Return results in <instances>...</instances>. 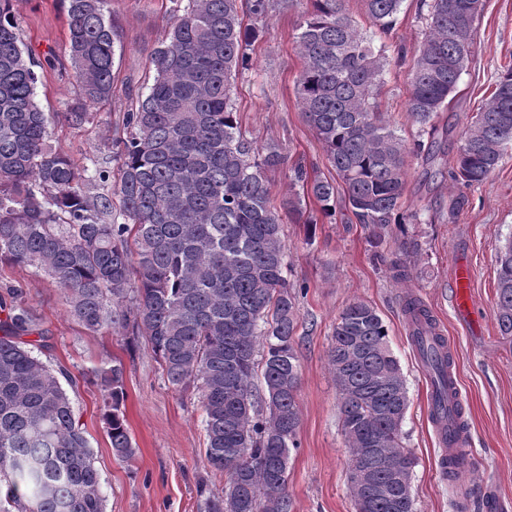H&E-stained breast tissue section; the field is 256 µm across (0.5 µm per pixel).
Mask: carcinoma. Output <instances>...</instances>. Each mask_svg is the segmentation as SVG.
<instances>
[{"label":"carcinoma","instance_id":"1","mask_svg":"<svg viewBox=\"0 0 512 512\" xmlns=\"http://www.w3.org/2000/svg\"><path fill=\"white\" fill-rule=\"evenodd\" d=\"M12 0H0V263L51 276L69 312L87 329L132 324L175 389L197 386L205 457L224 475V495L209 512H291L288 462L298 447L296 395L299 319L286 276L282 218L266 173L287 162L280 148L241 131L232 82L250 69L251 51L276 5L291 0H170L174 25L151 57L152 83L125 114L115 143L118 179L97 163L77 167L52 150L49 118L36 102L35 62L22 48ZM76 101L65 117L112 98L121 32L108 0H66ZM381 33L403 0H362ZM423 40L413 53L407 106L428 134L448 105L468 53L457 31L470 0H420ZM295 49L302 69L295 93L303 118L345 185L344 201L375 241L414 215L401 208L408 155L433 158L424 141L408 144L375 106L390 64L347 9V0H309ZM250 22L244 23V17ZM512 143V69L462 133L452 178L483 182ZM293 184L325 217L336 215V185ZM497 320L512 336V240L498 258ZM0 297V512H104L101 477L75 406L34 350L48 336L17 289ZM402 311L433 386L435 410L448 405L449 357L437 345L429 311L408 296ZM328 362L341 395L348 464L367 472L350 481L356 512H414L415 458L403 445L406 379L383 319L356 300L339 314ZM262 374L264 391L254 384ZM102 420L113 454L134 448L121 406L123 369L95 370ZM267 402L258 413L259 399Z\"/></svg>","mask_w":512,"mask_h":512}]
</instances>
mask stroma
<instances>
[{"instance_id":"stroma-1","label":"stroma","mask_w":512,"mask_h":512,"mask_svg":"<svg viewBox=\"0 0 512 512\" xmlns=\"http://www.w3.org/2000/svg\"><path fill=\"white\" fill-rule=\"evenodd\" d=\"M20 38L38 62L36 100L50 118V143L76 165L97 161L116 171L112 142L125 136L124 114L150 74V56L168 38L173 20L169 0H109L121 30L110 101L94 106V118L77 127L64 118L74 98L71 77L59 64L69 61L68 22L61 0H12ZM418 0H404L394 29L376 33L361 0L347 8L376 43L414 48L423 37ZM306 0H293L267 22L253 51V67L232 86L242 130L257 144H277L286 167L269 172L274 203L295 197L289 165L302 163L310 174L336 181L315 132L304 121L294 94L302 62L294 34ZM512 68V0H483L474 24L473 45L447 109L438 113L432 138L435 163L408 156L403 210L417 219L391 228L380 247L344 205L332 218H319L315 233L303 222L284 218L281 237L288 252V281L299 289L297 449L288 465L291 512H355L349 489L347 448L339 422L340 394L328 364L333 329L350 302L371 304L389 330L409 397L402 425L404 444L416 458L412 495L416 512H512V337L502 335L496 318L497 256L512 236V144L500 166L481 184L451 181L439 170L453 163L462 131L495 88L498 74ZM408 66L388 65L376 99L378 110L405 140L421 131L408 114ZM417 243L407 259V280L394 279L389 262L399 242ZM472 267L471 312L455 305L452 268ZM48 330L41 360L65 370L75 384L68 393L85 429L105 496V512H208V497L224 489L222 476L205 458L201 392L176 390L144 337L123 325L94 333L70 316L62 290L49 275L30 267H0V295L8 286ZM413 295L433 316L456 354L455 369L467 423L468 467L456 478L441 477L442 448L430 416L431 383L409 339L402 312ZM122 366L124 414L135 448L127 461L116 458L102 421L100 389L84 379L101 367Z\"/></svg>"}]
</instances>
